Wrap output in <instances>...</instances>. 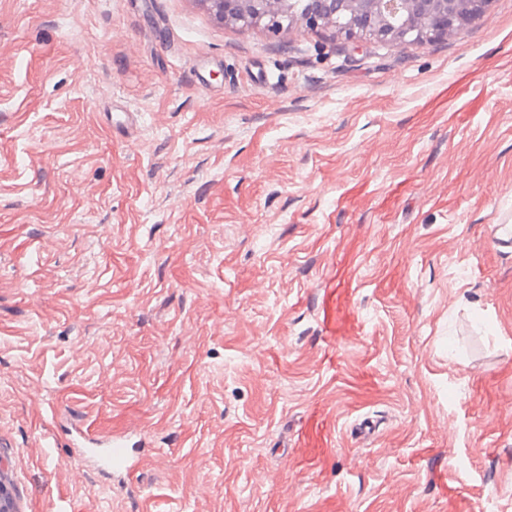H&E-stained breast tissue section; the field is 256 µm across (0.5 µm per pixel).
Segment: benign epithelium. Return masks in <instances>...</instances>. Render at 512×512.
Segmentation results:
<instances>
[{
	"mask_svg": "<svg viewBox=\"0 0 512 512\" xmlns=\"http://www.w3.org/2000/svg\"><path fill=\"white\" fill-rule=\"evenodd\" d=\"M223 22L246 21L276 29L293 0H199ZM491 0H308L297 23L332 26L349 37L364 35L395 46L423 38L460 36L482 19Z\"/></svg>",
	"mask_w": 512,
	"mask_h": 512,
	"instance_id": "obj_1",
	"label": "benign epithelium"
}]
</instances>
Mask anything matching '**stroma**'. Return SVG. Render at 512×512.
<instances>
[{"mask_svg":"<svg viewBox=\"0 0 512 512\" xmlns=\"http://www.w3.org/2000/svg\"><path fill=\"white\" fill-rule=\"evenodd\" d=\"M511 217L512 0L401 47L0 0V471L25 512H512ZM73 417L140 470L74 479Z\"/></svg>","mask_w":512,"mask_h":512,"instance_id":"stroma-1","label":"stroma"}]
</instances>
